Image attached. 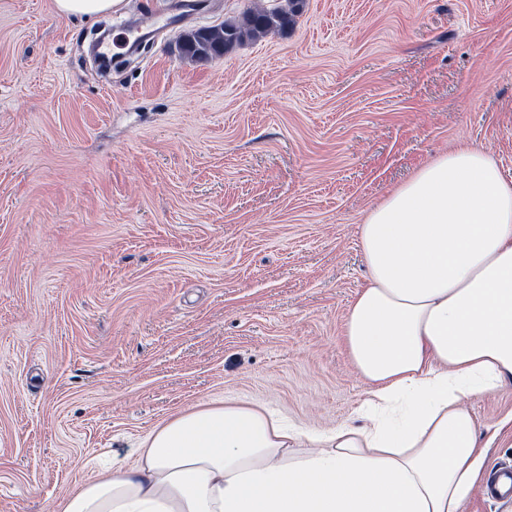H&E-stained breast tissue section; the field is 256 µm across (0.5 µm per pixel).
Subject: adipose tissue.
Listing matches in <instances>:
<instances>
[{
	"label": "adipose tissue",
	"mask_w": 512,
	"mask_h": 512,
	"mask_svg": "<svg viewBox=\"0 0 512 512\" xmlns=\"http://www.w3.org/2000/svg\"><path fill=\"white\" fill-rule=\"evenodd\" d=\"M358 234L369 283L343 336L369 386L363 425L308 434L245 401L187 409L61 512H465L486 457L466 399L512 378V180L459 147Z\"/></svg>",
	"instance_id": "1"
}]
</instances>
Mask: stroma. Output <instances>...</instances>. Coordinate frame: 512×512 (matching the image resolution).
Listing matches in <instances>:
<instances>
[{
	"instance_id": "obj_1",
	"label": "stroma",
	"mask_w": 512,
	"mask_h": 512,
	"mask_svg": "<svg viewBox=\"0 0 512 512\" xmlns=\"http://www.w3.org/2000/svg\"><path fill=\"white\" fill-rule=\"evenodd\" d=\"M280 2L0 0V512H54L216 400L355 422L366 213L463 144L512 179V0H306L292 29L181 55ZM102 24L154 36L105 75ZM470 407L486 464L512 462V380ZM122 5L123 0H53L55 13L63 17H97Z\"/></svg>"
}]
</instances>
